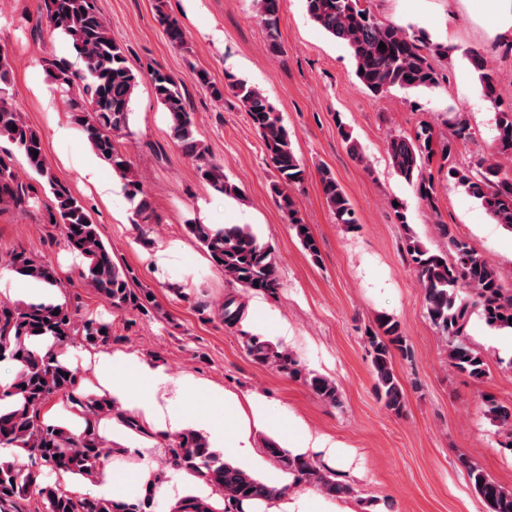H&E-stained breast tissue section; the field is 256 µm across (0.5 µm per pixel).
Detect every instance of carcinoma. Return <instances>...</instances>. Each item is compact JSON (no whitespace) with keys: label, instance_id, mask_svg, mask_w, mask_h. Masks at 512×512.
<instances>
[{"label":"carcinoma","instance_id":"1","mask_svg":"<svg viewBox=\"0 0 512 512\" xmlns=\"http://www.w3.org/2000/svg\"><path fill=\"white\" fill-rule=\"evenodd\" d=\"M254 2L271 48L279 49L280 0ZM304 2L311 20L348 47L359 84L373 97L384 99L396 89H432L443 81L444 76L432 65L431 56L448 57L447 46L429 42L419 31L379 19L362 0ZM43 4L42 18L47 27L69 37L76 57L83 63V69L76 70L70 60L53 57L46 60L48 76L59 87L75 90L71 105L73 122L94 153L122 177L125 197L131 202L137 201L131 224L141 232L143 227L159 223L160 218L130 163L118 149L119 139L129 129L138 75L128 66L124 48L109 36L96 0H43ZM157 20L172 46L186 48V35L180 24L160 5ZM382 43L386 45L384 50L379 48ZM462 56L477 74L480 95L495 109V154L512 156V108L499 109L501 75L479 49H466ZM12 74L8 53L0 51V138H7L23 157L45 197H40L31 183L19 177L12 155L7 154L0 155V203L20 211L40 209L46 223L61 225L65 246L84 259L88 286L112 308L145 310L157 306L156 300L151 298V290L132 287L129 272L113 261L87 206L55 176L46 160L40 133L28 125L8 96ZM196 75L215 100H222L226 90L239 97L278 175L271 187L278 206L288 217L308 257L314 262L320 261L318 242L309 225L298 217L291 195V191L308 179L309 171L295 153L291 135L279 113L258 88L243 80L228 76L221 87L212 82L203 69L197 70ZM151 84L157 102L167 114L173 142L194 160L200 178L220 193L240 197L241 190L229 182L224 165L218 163L204 142L196 137L192 113L175 78L157 67L152 70ZM450 130L451 139L442 143L434 139L432 128L426 123L412 135L390 137L387 153L395 173L435 211L434 180L432 174L425 171V163L441 154L442 161L447 163L448 180L477 200L493 223L512 232V176L503 172L493 157L482 156L471 167L452 163L454 143L471 137L467 115L454 113ZM318 175L336 223L349 226L357 223L351 201L331 170L321 167ZM438 228L447 239V250L433 251L411 234L407 236V255L422 288L429 319L447 343L448 364L480 381L486 377L487 368L466 338L471 309H479L488 326L512 332L509 321L512 289L503 287L497 272L482 253L452 233L448 225L440 224ZM186 230L228 282L248 292L268 295L276 294L281 287L278 263L271 246L262 242L249 225L234 224L214 230L208 224H188ZM7 266L47 283L58 280L52 265L38 262L22 250L9 256ZM223 310L227 325H234L243 318V305L234 298L224 302ZM36 335L53 336L62 343L80 337L83 345L89 347H106L112 343L110 325L93 321L79 323L64 306L25 302L0 304V359H17L24 364L13 386V393L21 396L22 404L0 415V445H17L30 454L25 467L15 462L0 463V512H26L24 502L34 493L40 497L44 512H153L155 485L152 483L146 485L144 494L126 503L80 497L34 482L35 468L42 466L78 471L90 479L95 478L100 459L112 453L98 434L96 423L99 418L115 412L112 402L105 397L82 399L77 394L80 381L73 370L58 364L50 355L39 356L28 350L26 341ZM365 337L377 399L386 410L399 415L406 409V397L394 358L397 351L408 354L401 324L380 314ZM243 347L255 361L302 380L322 401L333 407L341 404L336 383L307 370L290 352L248 334L243 336ZM55 397L83 408L89 421L83 431L74 432L40 417L42 408ZM484 414L512 441V407L486 396ZM264 452L326 496L351 492V487L339 480L335 471L320 463L287 454L268 440ZM458 462L485 503L487 512H512L511 490L490 478L468 456H459ZM167 471L199 474L232 507L276 495V490L209 450L205 437L195 430L173 434L166 450L165 470L156 475V480L163 481ZM175 512L219 510L207 501L189 498L178 504Z\"/></svg>","mask_w":512,"mask_h":512}]
</instances>
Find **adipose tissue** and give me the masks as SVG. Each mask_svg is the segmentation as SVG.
Segmentation results:
<instances>
[{
    "mask_svg": "<svg viewBox=\"0 0 512 512\" xmlns=\"http://www.w3.org/2000/svg\"><path fill=\"white\" fill-rule=\"evenodd\" d=\"M468 3L471 15L490 17L491 39L512 42V0H468ZM92 360L94 381L86 387L87 395L111 398L121 413L136 416L159 439L185 428L203 432L211 448L223 450L226 460L278 489L275 500L244 505L243 512H355L349 504H336L310 495L307 484L297 474L282 469L257 451L256 438L263 435L291 454L333 463L338 460L334 445L313 436L299 418L275 413L265 394L215 389L207 381L186 375L178 381L176 399L163 410L153 397L142 391L144 385L164 381L160 367L137 354L122 351L97 352ZM204 390L210 392L212 403L223 409V419L184 412L185 398Z\"/></svg>",
    "mask_w": 512,
    "mask_h": 512,
    "instance_id": "obj_1",
    "label": "adipose tissue"
}]
</instances>
